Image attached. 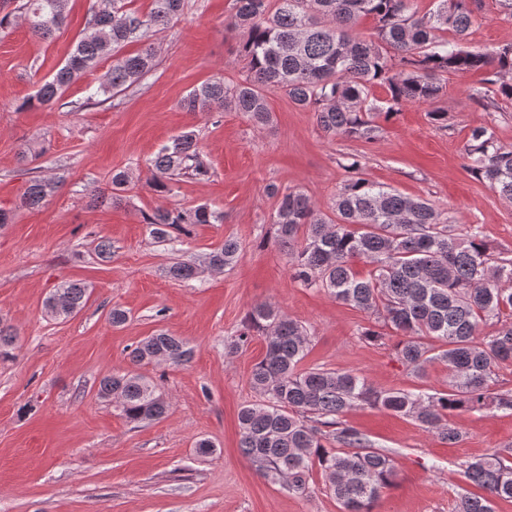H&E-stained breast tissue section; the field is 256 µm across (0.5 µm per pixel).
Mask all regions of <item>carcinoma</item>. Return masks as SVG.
<instances>
[{
  "instance_id": "cac0c4a2",
  "label": "carcinoma",
  "mask_w": 512,
  "mask_h": 512,
  "mask_svg": "<svg viewBox=\"0 0 512 512\" xmlns=\"http://www.w3.org/2000/svg\"><path fill=\"white\" fill-rule=\"evenodd\" d=\"M414 2L235 0L226 27L246 32L240 45L246 76L231 83L215 77L190 91L181 107L204 114L230 108L263 127L271 122L266 93L280 90L314 112L325 135L373 142L382 133L380 121H389L400 105L435 104L452 72L486 74L487 88L472 94L482 110L512 102V43L490 52L464 46L481 0H439L435 11L423 14ZM66 6L67 0H23L20 18L44 39L63 26ZM183 7L184 0H151L149 11L141 13L128 0H92L88 30L33 100L54 105L74 80L110 55L112 67L88 99L135 82L152 68L150 34L168 28ZM366 17L375 22L371 39L356 32ZM443 31L452 38L442 37ZM134 40L144 41V48L119 55ZM377 85L386 90L383 101L372 96ZM464 152L468 170L512 202V150L500 146L489 127L477 125L470 128ZM149 167V187L159 193L171 192L183 177L209 175L192 131L172 138ZM345 168L352 176L336 194L331 216L301 191L266 186L277 199L275 241L286 249L297 280L375 317L376 324L361 329L364 339L384 336L378 324L392 329L399 337L398 358L420 377L430 365L444 364L448 388L381 390L350 372L304 368L311 346L306 328L278 307L257 303L248 311L247 325L265 343L250 376L260 401L238 412L239 449L260 476L290 493H308L318 473L341 512H374L392 483V451L374 447L366 434L342 420L343 414L357 403L381 408L456 444L462 434L452 414L512 410V392L492 389L499 365L512 363V321L491 336H479L482 322L500 317L504 308L512 310V287H501L512 284V258L492 254L479 227L457 236L431 202L362 176L358 160ZM131 180L128 168L114 172L110 191L93 193L92 203L121 205ZM60 186L59 180L32 177L21 203L36 208ZM142 223L152 240L174 242L189 235L193 224L224 223V213L207 204L159 207ZM238 250V242L226 238L197 260L174 262L167 275L185 282L222 271ZM355 259L371 266L367 277L354 271ZM87 290L82 283L63 282L46 297L45 309L54 318L72 317L84 307ZM15 341L12 331L0 328V360L14 358ZM193 357V347L166 331L145 337L130 353L135 368L186 365ZM98 396L112 399L130 423L158 420L169 409L163 393L135 369L103 377ZM461 467L480 492L464 490L455 512H495V500L512 499V443Z\"/></svg>"
}]
</instances>
